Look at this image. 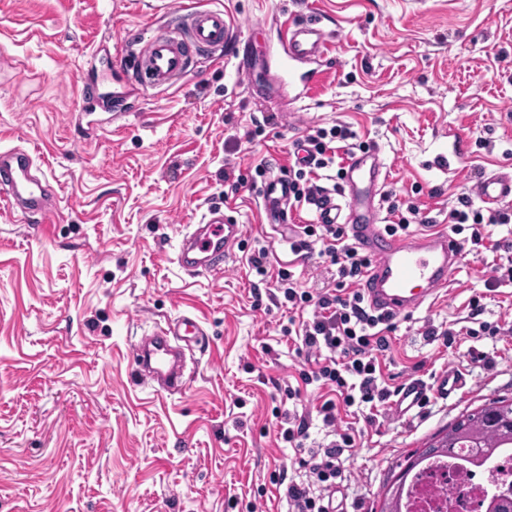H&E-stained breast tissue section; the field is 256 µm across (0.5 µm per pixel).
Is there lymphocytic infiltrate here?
<instances>
[{
  "label": "lymphocytic infiltrate",
  "mask_w": 512,
  "mask_h": 512,
  "mask_svg": "<svg viewBox=\"0 0 512 512\" xmlns=\"http://www.w3.org/2000/svg\"><path fill=\"white\" fill-rule=\"evenodd\" d=\"M354 136L350 128L339 125L328 131L316 130L307 137L305 163L309 177L304 186L295 188L296 201L312 202L315 194L321 192L318 183L321 171L335 166L339 143ZM511 223V208L485 214L475 209L465 195L448 212L450 231L456 234L469 231V242L475 248L489 240V225ZM316 241L322 243L321 254L334 267L329 286L303 290L294 285L290 272L282 269L278 276L284 297L293 309L313 310L311 319L300 322L297 330L303 347L315 362L311 371L303 373L302 380L324 390L318 414L323 425L331 428L337 420V403L350 407L390 399V390L378 384L376 360L378 352L389 346L386 333L393 325L391 316L373 311L357 288L368 260L349 244L344 225H303L302 234L292 242L291 249L299 253ZM352 445L351 436L343 433L312 453L307 479L289 481L286 487L289 512H332L336 481L343 474L342 456Z\"/></svg>",
  "instance_id": "f902f5d3"
}]
</instances>
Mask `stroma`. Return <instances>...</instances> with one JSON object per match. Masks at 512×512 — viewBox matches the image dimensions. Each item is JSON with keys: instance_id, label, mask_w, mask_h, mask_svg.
I'll return each instance as SVG.
<instances>
[{"instance_id": "35a3bbf8", "label": "stroma", "mask_w": 512, "mask_h": 512, "mask_svg": "<svg viewBox=\"0 0 512 512\" xmlns=\"http://www.w3.org/2000/svg\"><path fill=\"white\" fill-rule=\"evenodd\" d=\"M184 2L0 0V149H34L59 200L46 224L0 205V512H286L279 485L305 476L327 430L301 379L306 350L284 332L291 312L249 258L266 248L301 288L325 270L265 224L256 167L287 173L298 141L350 126L380 147L383 192L418 208L411 235L512 167V0H196L228 13L273 73L280 24L311 16L334 67L305 92L263 82L259 101L229 53L172 86L132 87L116 60ZM86 82L103 96L83 108ZM127 90L114 119L111 95ZM211 206L246 232L221 272L191 276L175 260L180 232ZM489 231L499 247L464 253L445 296L395 319L377 355L389 389L452 368L465 391L431 395L407 420L339 408L355 440L333 497L344 512H375L406 456L465 410L512 398V284H486L512 259V228ZM182 314L206 338L189 343L188 385L171 395L139 382L132 344ZM483 322L501 334L470 337ZM431 325L454 342L429 341ZM288 412L311 419L302 447L280 434Z\"/></svg>"}]
</instances>
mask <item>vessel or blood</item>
I'll list each match as a JSON object with an SVG mask.
<instances>
[{"instance_id":"vessel-or-blood-1","label":"vessel or blood","mask_w":512,"mask_h":512,"mask_svg":"<svg viewBox=\"0 0 512 512\" xmlns=\"http://www.w3.org/2000/svg\"><path fill=\"white\" fill-rule=\"evenodd\" d=\"M180 20V30L145 41L135 52L121 58V66L132 72L140 86L159 88L173 84L189 73L195 56L234 50L240 44L223 10L191 6ZM281 46L289 83L310 86L321 80V71L306 67L307 62L328 58L330 52L331 41L316 21L283 25ZM33 167L29 150L0 149V202L45 223L55 210L54 189L46 178L34 174ZM344 170L341 197L323 196L316 207L317 221L345 225L354 244L367 251L369 265L360 290L373 310L396 318L413 315L432 304L437 294L447 288L463 256L462 243L442 224L425 225L421 232L408 237L385 232L376 197L386 173L377 152L349 156ZM472 191L490 207L511 203L512 172L481 176ZM260 197L269 223L291 222L292 193L286 177L269 178ZM244 230V225L229 220L222 209H208L200 223L186 225L176 262L191 276L221 271L225 255ZM203 334L195 319L182 315L139 337L134 349L141 366L157 378L162 388L180 392L186 381L179 343L186 337L199 338ZM465 385L464 377L453 371L432 384L420 378L409 379L395 393L394 412L401 418L408 416L428 400L430 393L451 395Z\"/></svg>"}]
</instances>
